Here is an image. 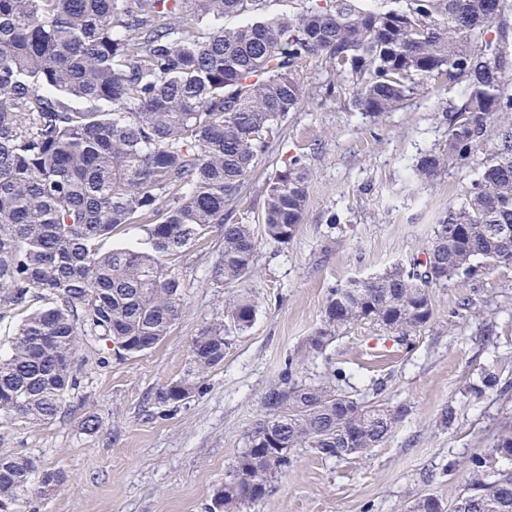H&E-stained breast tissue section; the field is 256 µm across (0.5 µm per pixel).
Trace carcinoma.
<instances>
[{
	"mask_svg": "<svg viewBox=\"0 0 512 512\" xmlns=\"http://www.w3.org/2000/svg\"><path fill=\"white\" fill-rule=\"evenodd\" d=\"M257 0H0V310L49 299L18 325L0 356V424L42 422L74 386L84 336L135 355L154 348L185 314L183 286L162 258L218 230L224 248L210 278L241 282L253 270L258 235L224 223L268 140L305 91L300 64L336 76L329 95L350 94L357 112H393L443 80L465 84L446 110L448 147L422 155L412 178L468 169L461 201L437 224L424 260L330 289L321 326L288 359L263 397L264 416L214 491L208 512H243L261 501L294 452L324 459L366 453L401 414L360 402L330 382L303 376L336 332L369 321L407 336L432 318L429 289L512 256V123L475 161L497 115L512 112L506 57L512 0H309L300 14L227 16ZM498 37H488L492 24ZM308 177L294 157L264 187L262 234L285 244L301 223ZM128 224L146 225L148 249L105 243ZM254 300L234 296L227 321L191 338L186 374L156 392L162 405L193 396L224 362L230 329L245 331ZM512 426L468 460L470 480L449 505L431 495L409 512H512ZM36 466L0 457V512L33 485Z\"/></svg>",
	"mask_w": 512,
	"mask_h": 512,
	"instance_id": "obj_1",
	"label": "carcinoma"
}]
</instances>
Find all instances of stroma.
<instances>
[{"label":"stroma","mask_w":512,"mask_h":512,"mask_svg":"<svg viewBox=\"0 0 512 512\" xmlns=\"http://www.w3.org/2000/svg\"><path fill=\"white\" fill-rule=\"evenodd\" d=\"M306 98L282 121L234 203V220L257 224L262 187L289 158L308 170L302 220L285 244L263 239L240 284L213 283L209 270L223 245L211 233L165 257L185 285L186 313L155 348L119 356L110 342L84 340L76 386L53 419L0 424V455L60 470L64 485L29 493L23 512H207L214 490L263 413L262 400L286 362L321 325L329 288L353 276L409 263L431 240L468 186L466 171L433 181L411 179L427 151L444 147L448 103L463 86L415 94L396 111L369 117L345 97H326L331 79L304 62ZM257 305L253 325L235 334L224 363L187 401L154 402L190 362L191 338L222 317L233 296ZM429 324L407 336L375 324L343 328L306 373H345L339 389L363 401L401 408L395 431L367 454L324 460L297 449L288 472L244 512H408L419 494L451 503L463 489L465 464L512 421V401L485 388L487 373L512 383V267L456 278L430 290ZM452 422H444L445 409ZM97 416V430L83 426ZM458 468L449 471V460Z\"/></svg>","instance_id":"obj_1"}]
</instances>
